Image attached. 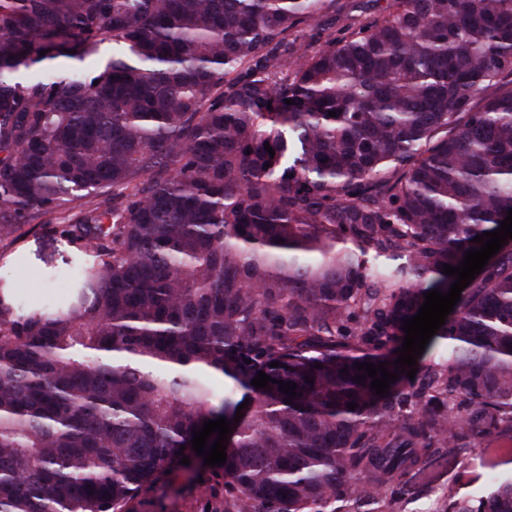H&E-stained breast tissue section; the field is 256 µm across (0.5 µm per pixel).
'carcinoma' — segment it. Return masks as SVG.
Here are the masks:
<instances>
[{"instance_id":"carcinoma-1","label":"carcinoma","mask_w":512,"mask_h":512,"mask_svg":"<svg viewBox=\"0 0 512 512\" xmlns=\"http://www.w3.org/2000/svg\"><path fill=\"white\" fill-rule=\"evenodd\" d=\"M383 2L301 50L325 0H0V236L92 253L59 303L0 286V512H125L220 417L224 512H403L475 449L448 512H512V239L414 379L354 367L512 209V0Z\"/></svg>"}]
</instances>
